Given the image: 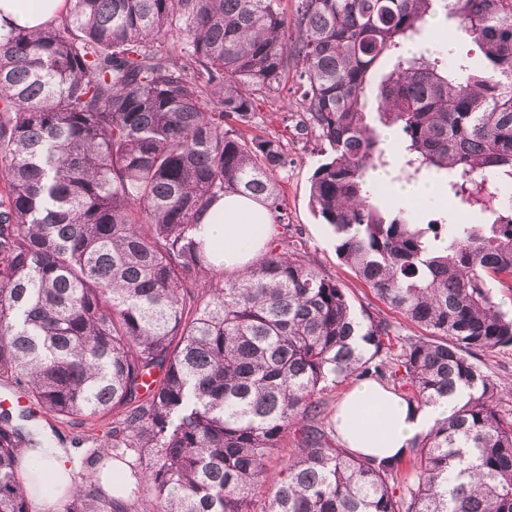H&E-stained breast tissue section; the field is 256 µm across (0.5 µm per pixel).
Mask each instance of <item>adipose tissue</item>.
<instances>
[{"instance_id":"1","label":"adipose tissue","mask_w":512,"mask_h":512,"mask_svg":"<svg viewBox=\"0 0 512 512\" xmlns=\"http://www.w3.org/2000/svg\"><path fill=\"white\" fill-rule=\"evenodd\" d=\"M67 7V0H34L28 6L19 0H0V31L39 28ZM275 233L268 211L239 195L215 201L197 230L210 261L228 278L237 276L256 253L264 251ZM450 409L445 401L419 408L386 385L362 381L340 401L334 425L343 446L352 452L395 460L406 456L413 440L426 434Z\"/></svg>"}]
</instances>
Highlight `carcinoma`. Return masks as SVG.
<instances>
[{"label":"carcinoma","mask_w":512,"mask_h":512,"mask_svg":"<svg viewBox=\"0 0 512 512\" xmlns=\"http://www.w3.org/2000/svg\"><path fill=\"white\" fill-rule=\"evenodd\" d=\"M440 15L477 52H409ZM292 70L325 156L311 208L417 339L356 311L298 233L234 279L195 237L227 194L290 224L285 144L249 130ZM369 95L407 178L443 181L425 223L376 194ZM509 185L512 0H297L290 17L282 0H70L0 32V380L58 419L112 416L58 512H255L265 482L263 512H512V420L471 361L512 346L493 291L512 278ZM371 377L419 408L453 401L404 473L325 430L321 394ZM47 444L0 411V512H29L23 450Z\"/></svg>","instance_id":"1"}]
</instances>
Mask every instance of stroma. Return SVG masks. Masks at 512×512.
<instances>
[{"label": "stroma", "instance_id": "obj_1", "mask_svg": "<svg viewBox=\"0 0 512 512\" xmlns=\"http://www.w3.org/2000/svg\"><path fill=\"white\" fill-rule=\"evenodd\" d=\"M299 82L297 75H289L282 86L277 104H262L258 112L256 131L280 137L288 149L291 160L287 170L276 176L280 191V201L287 210L293 230L301 233L309 246L314 265L336 278L346 289L354 308H367L371 312L389 315L399 325L404 336L415 339L421 336L422 330L416 325L405 321L398 314L390 312L374 293L363 284L354 272L344 266L336 255V241L329 227L324 226L314 215L309 203V184L318 161L313 149L316 139L313 134H306L285 126L284 113L295 110L297 98L296 88ZM473 360L491 376L498 385L497 408L507 418L512 417V347H499L490 352L474 354ZM37 421L46 433H59L65 438L80 437L86 448L98 447L100 440L108 428L106 419L80 418L61 420L48 415H38Z\"/></svg>", "mask_w": 512, "mask_h": 512}]
</instances>
